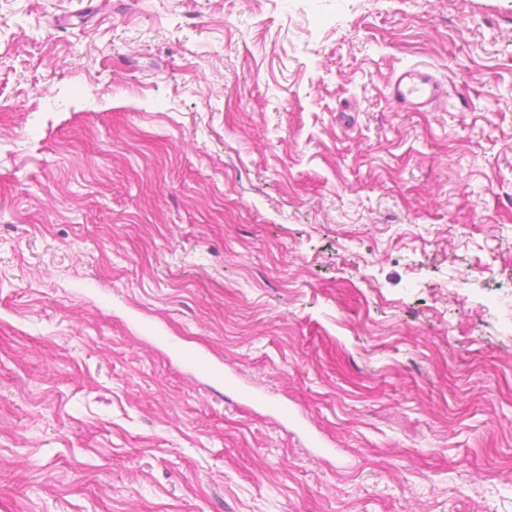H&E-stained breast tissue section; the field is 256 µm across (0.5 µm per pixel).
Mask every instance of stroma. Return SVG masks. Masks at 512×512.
<instances>
[{"label": "stroma", "instance_id": "obj_1", "mask_svg": "<svg viewBox=\"0 0 512 512\" xmlns=\"http://www.w3.org/2000/svg\"><path fill=\"white\" fill-rule=\"evenodd\" d=\"M510 298L512 0H0V512H512ZM442 94V86L435 75L418 65L402 68L388 84V97L398 111H417L432 106Z\"/></svg>", "mask_w": 512, "mask_h": 512}]
</instances>
